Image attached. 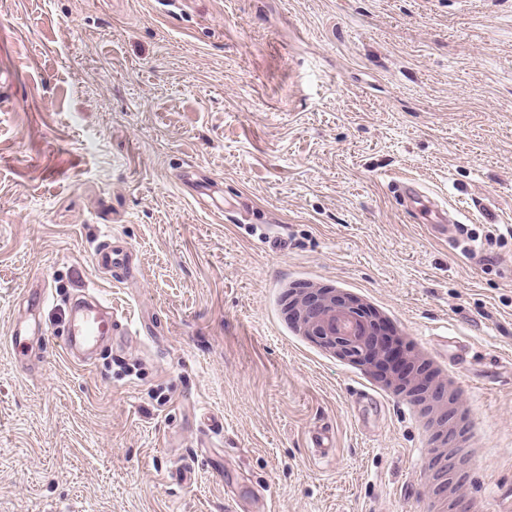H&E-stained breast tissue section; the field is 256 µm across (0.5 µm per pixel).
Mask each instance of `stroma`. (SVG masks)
I'll list each match as a JSON object with an SVG mask.
<instances>
[{
  "instance_id": "stroma-1",
  "label": "stroma",
  "mask_w": 512,
  "mask_h": 512,
  "mask_svg": "<svg viewBox=\"0 0 512 512\" xmlns=\"http://www.w3.org/2000/svg\"><path fill=\"white\" fill-rule=\"evenodd\" d=\"M404 176L464 206L457 249L397 204ZM108 239L133 253L120 283L91 260ZM307 283L370 294L456 380L483 448L461 493L497 512L512 0H0V512H429L431 427L300 345L284 307ZM83 288L142 333L78 366L61 345ZM31 321L49 344L26 368Z\"/></svg>"
}]
</instances>
